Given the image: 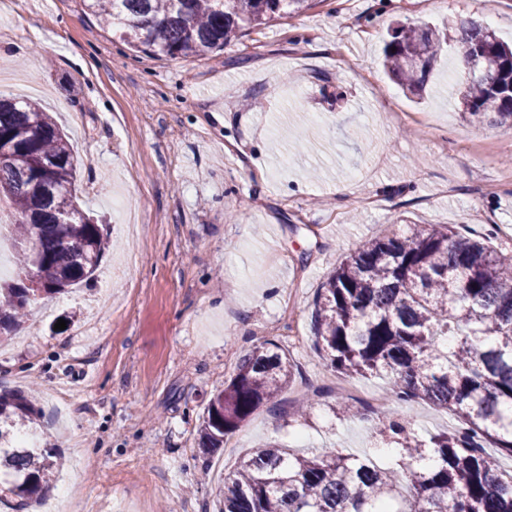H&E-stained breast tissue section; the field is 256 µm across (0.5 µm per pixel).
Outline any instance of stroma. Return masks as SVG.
<instances>
[{
	"mask_svg": "<svg viewBox=\"0 0 512 512\" xmlns=\"http://www.w3.org/2000/svg\"><path fill=\"white\" fill-rule=\"evenodd\" d=\"M8 7L0 63L41 86L34 99L69 133L83 185L99 187L81 207L114 243L97 281L39 300L0 344V391L36 390V434L57 437L65 478L98 512H213L220 476L202 462L198 418L264 342L288 355L292 381L214 463L274 441L395 466L375 439L385 382L327 367L314 299L356 243L394 229L449 226L512 251V133L458 110L450 52L418 102L382 63L397 20L472 18L511 41L512 0H316L213 56L176 59L131 50L81 0ZM116 193L148 218L133 261ZM340 396L349 416L333 410Z\"/></svg>",
	"mask_w": 512,
	"mask_h": 512,
	"instance_id": "35a3bbf8",
	"label": "stroma"
}]
</instances>
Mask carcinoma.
<instances>
[{"instance_id": "obj_1", "label": "carcinoma", "mask_w": 512, "mask_h": 512, "mask_svg": "<svg viewBox=\"0 0 512 512\" xmlns=\"http://www.w3.org/2000/svg\"><path fill=\"white\" fill-rule=\"evenodd\" d=\"M106 25H124L140 52L206 57L247 29L288 18L312 0H83ZM453 42L462 113L512 132V48L478 21L455 35L428 25L393 28L385 66L409 93L425 92L442 47ZM0 140L20 150L0 160L19 269L0 281V337L28 307L95 276L109 248L105 225L80 207V163L50 113L0 95ZM54 169L41 175L38 165ZM65 214L80 223L64 224ZM36 276L41 288L28 286ZM314 346L336 372L387 380L378 430L400 445L397 468L326 448L295 455L271 441L240 459L219 489L222 512H512V473L486 445L512 457V254L449 227L389 232L361 241L319 288ZM293 366L267 342L243 355L210 401L196 433L202 453L224 445L291 382ZM416 400L448 410L459 426L422 439L396 406ZM24 391L0 393V505L29 509L46 496L60 452L19 447L10 427L37 415Z\"/></svg>"}]
</instances>
